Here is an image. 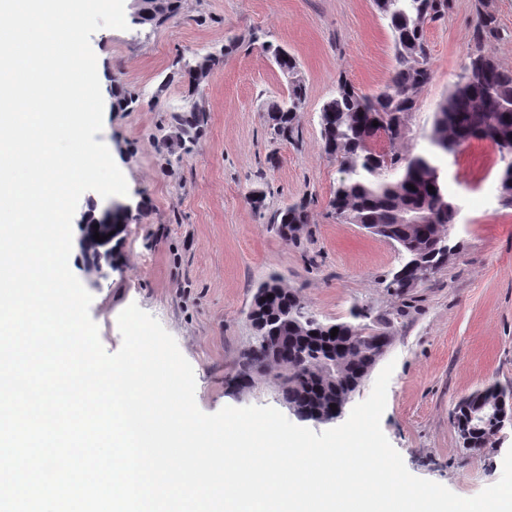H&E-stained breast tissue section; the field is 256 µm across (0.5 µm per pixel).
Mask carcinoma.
Here are the masks:
<instances>
[{
  "label": "carcinoma",
  "instance_id": "obj_1",
  "mask_svg": "<svg viewBox=\"0 0 512 512\" xmlns=\"http://www.w3.org/2000/svg\"><path fill=\"white\" fill-rule=\"evenodd\" d=\"M391 32L395 65L385 88L363 94L341 76L321 108V140L324 153L336 160L342 177L329 202L339 222L358 224L368 232L397 244L399 268L416 259L423 267L415 277L386 281L388 293L406 296L427 282L448 262V250H456L450 237L456 223L458 203L448 195L443 157L454 156L474 139L486 140L497 149L500 163L498 198L512 208V69L500 64L492 46L501 37L496 15L478 0L471 33V48L457 75V81L438 103L428 132L427 147L418 151L409 124L418 96L432 78L430 50L425 27L444 18L450 0H373ZM180 9V0H154L141 22L164 24ZM222 62L208 53L180 68L178 75L195 90ZM288 71V100L269 103L267 111L279 112L271 134L292 142L299 136L298 116L306 98V84L293 56L277 62ZM197 103L173 115L179 137L196 140L201 134V113ZM378 125H373V122ZM433 190H428V186ZM283 235L295 234L308 223V204L290 205L274 217ZM119 232L118 224L88 225L85 251L97 259L109 256L100 249ZM106 237L97 241L94 234ZM266 284L277 289L271 304L262 311L264 330L278 336L273 352L251 348L236 374L239 387L252 385L256 372L277 369L283 400L299 418L310 420L329 414L332 406L352 396L381 357L379 339L387 332L367 324L326 323L314 312L295 321L285 314L296 309L300 296L273 276ZM338 329L331 336L332 329ZM487 404L507 398L498 385L474 392ZM472 404L462 400L453 421L468 448H484L485 432L469 429Z\"/></svg>",
  "mask_w": 512,
  "mask_h": 512
}]
</instances>
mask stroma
I'll return each instance as SVG.
<instances>
[{
  "instance_id": "obj_1",
  "label": "stroma",
  "mask_w": 512,
  "mask_h": 512,
  "mask_svg": "<svg viewBox=\"0 0 512 512\" xmlns=\"http://www.w3.org/2000/svg\"><path fill=\"white\" fill-rule=\"evenodd\" d=\"M476 6L452 0L448 15L426 28L432 79L419 95L413 137L428 130L457 77ZM125 19L126 29L95 32L91 46L106 103L97 138L125 176L128 193L117 202L131 214L110 244V264L93 272L79 244L81 221L109 201L84 192L69 260L93 297L89 313L104 349H120L117 318L137 304L191 364L201 411H286L277 371L256 374L244 391L229 388L254 340V295L278 275L323 321L348 322L367 309L371 328L387 322L390 343L350 402L364 401L381 369L394 364L381 426L411 474L462 497L495 483L512 428L495 446L472 452L452 420L470 393L493 383L512 390V208L498 202L492 145L475 140L443 160L448 193L461 208L451 230L458 249L429 281L392 296L383 282L398 265L397 250L331 216L340 173L320 138V109L338 76L372 93L391 75V34L372 0H182L161 26L140 23L126 0ZM268 43L295 57L307 85L292 143L273 138L266 122L268 103L288 95L287 76L263 50ZM218 50L222 63L190 91L176 76L180 63ZM117 86L137 94L133 108H112ZM192 101L205 110L202 136L164 146L176 135L172 113ZM254 191L261 207L249 200ZM301 199L309 222L290 241L273 217Z\"/></svg>"
}]
</instances>
